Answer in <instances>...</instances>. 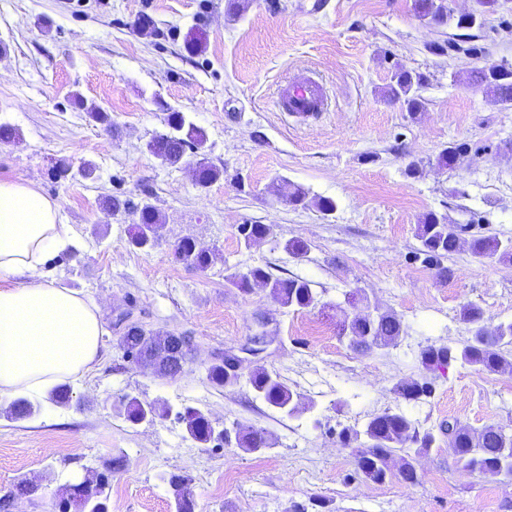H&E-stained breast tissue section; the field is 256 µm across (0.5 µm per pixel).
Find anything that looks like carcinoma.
Masks as SVG:
<instances>
[{"label": "carcinoma", "mask_w": 512, "mask_h": 512, "mask_svg": "<svg viewBox=\"0 0 512 512\" xmlns=\"http://www.w3.org/2000/svg\"><path fill=\"white\" fill-rule=\"evenodd\" d=\"M476 2L475 20L468 22L461 21L460 17L451 13L447 0H414V10L421 20L431 25L441 27L452 24L458 29L470 30L482 27L485 17L497 12L500 7V0ZM459 47L476 59L484 54V47L478 44L471 42L462 47L448 40L430 43L427 51L442 57L448 55V50ZM494 69L493 65L476 66L470 72V80L495 101L511 106L512 68L501 66L511 75L509 79L496 76ZM427 81V76L422 72L397 68L386 86L384 97L388 102L398 104L415 115L423 108L420 91ZM207 140L204 128L195 124L185 113L172 110L166 115L164 130L155 134L146 148L160 163L170 166L181 163L189 152L195 154V181L200 187L206 188L220 176V170L204 153ZM462 155V146L449 145L435 156V166L453 169ZM272 192L291 206L307 204V192L298 185L278 183L273 186ZM109 206L114 212L139 215L138 223L130 225L129 245L146 249L162 239L164 224L152 205L114 197ZM238 232L244 243L250 246L258 239L267 238L270 227L266 224H241ZM462 232L464 228L461 225L451 224L434 212L426 214L417 225L419 254L423 255V261L432 266L439 276H448V268L443 265V261L465 244L471 255L479 260H512V248H507L499 238L479 235L466 241L461 236ZM171 250L174 259L188 267L206 270L213 263V254L198 248L196 242L189 237L174 241ZM231 284L244 292L258 284L268 289L270 298L280 308L302 310L317 301V293L310 281L278 277L267 266L250 267L234 275ZM461 317L471 325V337L460 345L426 346L420 353V363L424 370L437 377L452 364L460 363L481 372L512 373V322L490 327L485 322L483 311L475 305L464 307ZM117 322L123 325L118 339L123 357L152 368L159 377L174 376L183 371L185 364L194 360V348L189 336L134 321L129 310L120 313ZM403 334L402 320L390 312H378L366 319L355 316L344 320L341 328V335L347 337L348 346L364 353L394 346ZM205 371L209 383L218 388L235 385L240 378L233 358L228 354L208 362ZM249 383L255 395L274 410L290 415L298 411L299 395L278 374L264 367H256L249 374ZM433 389V381L425 376L400 384L397 391L403 399L417 403L431 397ZM119 405L127 421L133 425H139L149 417H161L170 411L164 405L129 395L121 397ZM177 419L184 425L188 436L203 447L218 439L219 432L215 424L208 413L200 408L187 406L177 412ZM439 432L448 438V446L454 449L456 463L463 469L476 474L494 471L503 480L512 482V428L488 424L473 429L453 420L441 424ZM339 441L344 447L352 449L355 475L366 481L383 483L395 474L403 483L415 485L419 482L416 458L431 449L436 437L429 430L419 432L415 423L403 411L386 409L369 418L360 429H342ZM232 443L248 452L270 446L265 431L239 425L234 426L231 433L224 432V444ZM396 454L401 455V464L394 473L393 456ZM168 483L174 495L175 512H194L187 477L172 474L168 477ZM107 484L108 478L97 473L93 475L92 487L86 490L64 486L58 512H109Z\"/></svg>", "instance_id": "1"}]
</instances>
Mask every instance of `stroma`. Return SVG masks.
I'll return each mask as SVG.
<instances>
[{
    "label": "stroma",
    "instance_id": "obj_1",
    "mask_svg": "<svg viewBox=\"0 0 512 512\" xmlns=\"http://www.w3.org/2000/svg\"><path fill=\"white\" fill-rule=\"evenodd\" d=\"M224 4L0 0V124L21 132L0 143V180L31 183L59 202L77 243L53 276L93 298L107 329L104 357L72 381L70 406L32 392L37 412L15 421L0 405V512H58L62 486L90 471L109 479L110 512H174L171 473L189 478L195 512H285L317 496L330 512H512V483L460 468L445 437L417 458L413 486L356 477L353 453L338 440L343 428L388 408L422 431L448 420L512 427V374L457 364L436 378L427 402L395 391L424 376L425 346L469 338L463 306H479L490 325L512 321V264L463 249L446 259L443 279L413 258L416 226L429 212L471 236L512 239V106L469 82L473 59L428 53V43L462 32L420 20L412 0H249L236 18ZM143 16L153 34L138 30ZM192 29L204 35L198 54L184 47ZM477 34L484 63L512 64L511 7L488 16ZM396 65L428 77L417 115L382 96ZM304 71L322 79L330 106L299 123L273 99ZM91 104L109 123L89 117ZM168 106L206 130V153L221 171L209 187L196 185L189 163L167 166L146 151ZM452 143L467 149L459 165L432 166ZM62 160L72 168L64 180L54 175ZM412 161L421 164L414 178L406 174ZM87 162L95 170L85 178ZM282 178L333 199L335 211L278 202L268 187ZM113 196L153 205L165 243L130 246L138 217L107 209ZM242 224L269 225L271 234L245 245ZM182 237L215 253L207 270L174 259L170 244ZM289 239L307 244L304 260L282 250ZM256 265L309 280L318 304L281 309L261 287L228 286L227 277ZM368 305L399 316L405 333L361 354L340 328ZM126 310L192 336L196 362L160 378L123 358L115 318ZM264 317L272 341L255 363L301 394L290 416L255 397L247 381L213 388L202 368L215 353L244 346ZM128 393L167 403L171 416L130 426L118 409ZM186 406L223 427L264 429L273 445L255 453L217 441L201 447L175 418ZM22 480L36 485L33 496L15 495Z\"/></svg>",
    "mask_w": 512,
    "mask_h": 512
}]
</instances>
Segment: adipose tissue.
Returning a JSON list of instances; mask_svg holds the SVG:
<instances>
[{
	"label": "adipose tissue",
	"mask_w": 512,
	"mask_h": 512,
	"mask_svg": "<svg viewBox=\"0 0 512 512\" xmlns=\"http://www.w3.org/2000/svg\"><path fill=\"white\" fill-rule=\"evenodd\" d=\"M72 236L57 201L0 181V401L77 379L101 357L98 304L46 274Z\"/></svg>",
	"instance_id": "obj_1"
}]
</instances>
